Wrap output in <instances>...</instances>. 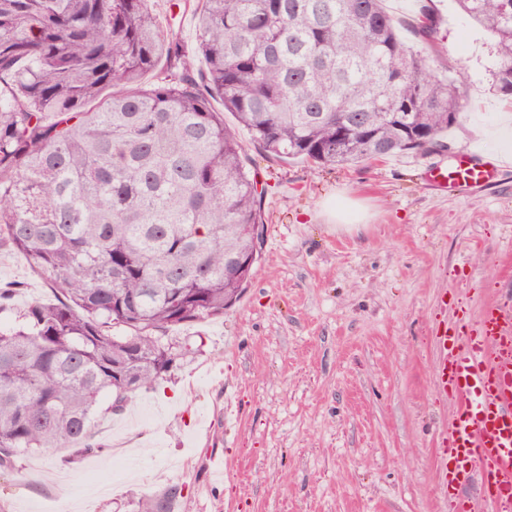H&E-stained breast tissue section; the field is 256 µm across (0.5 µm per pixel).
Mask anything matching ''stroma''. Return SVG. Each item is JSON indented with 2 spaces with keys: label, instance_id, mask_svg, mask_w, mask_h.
Listing matches in <instances>:
<instances>
[{
  "label": "stroma",
  "instance_id": "1",
  "mask_svg": "<svg viewBox=\"0 0 512 512\" xmlns=\"http://www.w3.org/2000/svg\"><path fill=\"white\" fill-rule=\"evenodd\" d=\"M441 18L439 73L462 81L447 135L506 164L455 197L426 167L447 154L403 153L312 167L240 140L265 189L255 274L223 316L172 331L197 345L170 377L99 413L100 452L64 465L25 456L0 472L5 512H136L139 498L184 486L174 512H448L436 456L453 413L434 388L438 331L512 294V99L495 85L496 47L455 0ZM165 30L197 50L196 0H153ZM14 321L54 301L49 280L0 245ZM228 477L209 479L212 454Z\"/></svg>",
  "mask_w": 512,
  "mask_h": 512
}]
</instances>
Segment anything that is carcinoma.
<instances>
[{
	"label": "carcinoma",
	"instance_id": "obj_1",
	"mask_svg": "<svg viewBox=\"0 0 512 512\" xmlns=\"http://www.w3.org/2000/svg\"><path fill=\"white\" fill-rule=\"evenodd\" d=\"M512 98V0H457ZM186 54L147 0H0V241L60 294L0 327V471L96 453L102 399L178 367L175 327L224 315L262 251L263 196L220 99L266 153L347 165L449 150L463 111L383 0H198ZM432 0L409 23L433 46ZM169 75L144 81L160 60ZM183 486L138 512H171Z\"/></svg>",
	"mask_w": 512,
	"mask_h": 512
}]
</instances>
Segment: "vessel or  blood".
Wrapping results in <instances>:
<instances>
[{
    "mask_svg": "<svg viewBox=\"0 0 512 512\" xmlns=\"http://www.w3.org/2000/svg\"><path fill=\"white\" fill-rule=\"evenodd\" d=\"M500 170V163L482 161L470 149L453 164L429 168L427 177L439 190L465 194ZM435 344L440 354L435 387L454 406L438 451L448 510L475 512L473 500L459 488L476 471L486 512H512V305L487 304L479 318L462 320Z\"/></svg>",
    "mask_w": 512,
    "mask_h": 512,
    "instance_id": "1",
    "label": "vessel or blood"
}]
</instances>
